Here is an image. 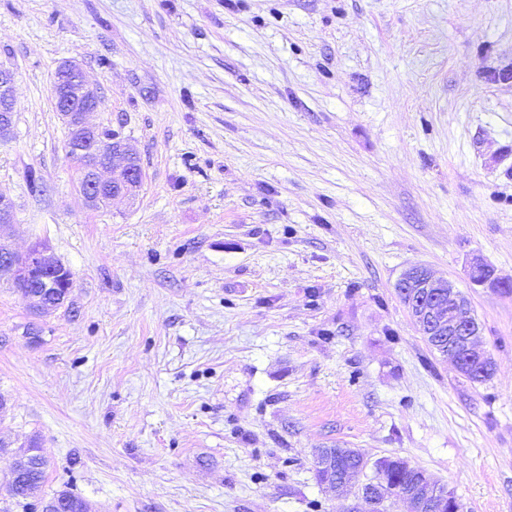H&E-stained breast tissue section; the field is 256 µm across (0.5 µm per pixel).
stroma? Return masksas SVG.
<instances>
[{"mask_svg":"<svg viewBox=\"0 0 512 512\" xmlns=\"http://www.w3.org/2000/svg\"><path fill=\"white\" fill-rule=\"evenodd\" d=\"M66 61L138 152L134 200L79 193ZM0 68V244L73 274L46 313L0 278V441L48 461L0 512H346L321 448L512 512V0H0ZM414 267L466 296L492 379L427 344ZM15 74L0 69V140L11 134L16 109ZM317 460L319 463V468H315V476L319 483H323V472H324V484L334 488L336 490L350 491V484L347 481V476H340V474H336V466L339 464L336 461V453H332L331 451L327 454H323L321 456H317Z\"/></svg>","mask_w":512,"mask_h":512,"instance_id":"35a3bbf8","label":"stroma"}]
</instances>
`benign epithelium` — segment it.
I'll use <instances>...</instances> for the list:
<instances>
[{
  "label": "benign epithelium",
  "instance_id": "obj_1",
  "mask_svg": "<svg viewBox=\"0 0 512 512\" xmlns=\"http://www.w3.org/2000/svg\"><path fill=\"white\" fill-rule=\"evenodd\" d=\"M15 74L0 69V140L11 134L16 109ZM54 96L61 103L59 116L78 140L77 152L84 156L82 171L84 186L80 192L86 205L97 209L117 198L134 197L144 174L130 168L137 157L133 147L124 139L112 146L99 137L100 127L89 122L90 114L100 108L101 96L96 87L85 78L81 67L66 61L58 67L54 82ZM17 213L13 201L0 194V227L14 224ZM12 274L30 292L34 307L40 312L59 307L66 300L73 280L70 270L59 263L48 247L36 243L19 254L0 244V272ZM398 287L412 292L405 306L416 326L432 345L448 338V359L460 372L494 370L491 358L478 347L480 324L465 298L455 286L444 279L433 277L424 268L407 271L398 281ZM55 290L53 296L45 290ZM33 456H41V448L31 443L25 453H12L13 462L8 476L16 478L29 466ZM324 472V484L336 490L348 491L347 477L336 474V454L329 452L317 457ZM434 477L423 473V479L410 488L390 487L383 480H374L370 488H359L348 507V512H379L392 498H401L409 505V512H443L445 501L437 496Z\"/></svg>",
  "mask_w": 512,
  "mask_h": 512
}]
</instances>
